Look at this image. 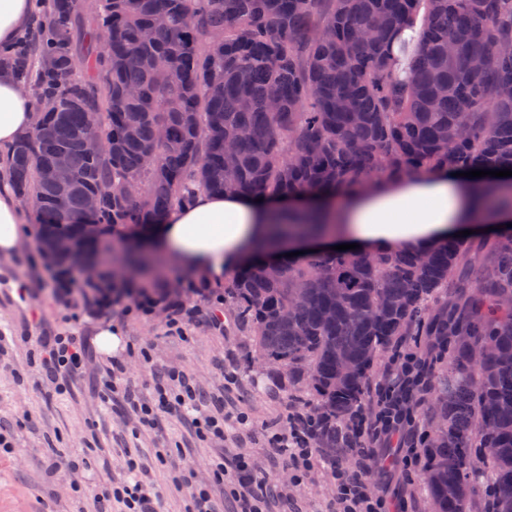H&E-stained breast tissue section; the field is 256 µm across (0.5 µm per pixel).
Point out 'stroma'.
I'll return each instance as SVG.
<instances>
[{
	"mask_svg": "<svg viewBox=\"0 0 512 512\" xmlns=\"http://www.w3.org/2000/svg\"><path fill=\"white\" fill-rule=\"evenodd\" d=\"M40 252L34 246L0 259V426L15 446L12 454H0V512H120L111 486L133 461L147 469L163 512H190V486L177 482L187 471L192 486L209 489L216 512H237L228 484L216 483L211 473V461L219 456L249 459L257 478L278 488L268 512H331L336 489L327 470L318 466L307 478H296L288 459L269 454L265 442L269 427H286L288 413L300 400L313 399V391L255 364L254 342L232 318H225L218 331L200 315L177 331L160 309L127 314L118 305L112 310L113 323L129 330L119 353L129 386L146 390L154 366L189 374L204 393L224 399L220 438L199 440L189 423L174 419L157 430L142 428L133 413L100 399L89 372L63 392L40 379L30 363L38 337L66 328L96 332L89 312L68 310L58 301ZM17 280L25 294L14 292ZM231 359L237 364L234 382L223 371ZM242 415L247 424H239ZM161 447L168 450L162 461L156 456ZM58 453L78 458L79 468L53 469Z\"/></svg>",
	"mask_w": 512,
	"mask_h": 512,
	"instance_id": "1",
	"label": "stroma"
}]
</instances>
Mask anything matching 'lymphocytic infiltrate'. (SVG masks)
<instances>
[{
	"instance_id": "lymphocytic-infiltrate-1",
	"label": "lymphocytic infiltrate",
	"mask_w": 512,
	"mask_h": 512,
	"mask_svg": "<svg viewBox=\"0 0 512 512\" xmlns=\"http://www.w3.org/2000/svg\"><path fill=\"white\" fill-rule=\"evenodd\" d=\"M37 358L42 376L62 386L85 371L93 353L88 337L60 333L41 338ZM417 364V357L409 355L401 368L387 367L388 384L380 392L376 410L359 415L355 428L337 427L336 446L329 454L319 455L311 444L316 427L300 412L291 414V429L269 436V451L288 455L294 470L304 475L314 469L316 460H324L336 486V512H409L407 498L370 493L365 477L373 467L382 482H390L402 476L417 458L418 429L407 394ZM123 375L122 360L110 359L99 367L95 388L103 402L118 403L133 412L143 428L156 429L163 420L178 419L188 421L198 437L223 435V412L198 417L204 396L187 374L156 370L146 393L124 384ZM112 497L122 504L124 512H159L160 498L151 491L135 462L130 463L126 478L113 486Z\"/></svg>"
}]
</instances>
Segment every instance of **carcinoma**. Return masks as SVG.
<instances>
[{
  "mask_svg": "<svg viewBox=\"0 0 512 512\" xmlns=\"http://www.w3.org/2000/svg\"><path fill=\"white\" fill-rule=\"evenodd\" d=\"M81 6L38 0L32 27L0 53L1 73L60 100L13 146L9 176L66 279L76 254L142 275L163 267L102 230L140 232L196 188L284 202L442 168L512 170V0H97L89 18ZM418 17L423 45L401 80L387 45ZM87 130L111 145L87 153ZM59 152L74 180L64 203L47 176ZM473 183L512 211L509 178ZM103 188L112 196L86 213ZM335 228L290 204L273 237ZM274 253L258 249L224 289L257 351L308 382L334 425L364 408L380 348L429 337L426 371L441 363L431 425L445 438L423 437L433 512H471L475 454L492 468L489 512H512V227L420 252ZM438 292L452 301L430 306ZM456 485L460 499L448 497Z\"/></svg>",
  "mask_w": 512,
  "mask_h": 512,
  "instance_id": "carcinoma-1",
  "label": "carcinoma"
}]
</instances>
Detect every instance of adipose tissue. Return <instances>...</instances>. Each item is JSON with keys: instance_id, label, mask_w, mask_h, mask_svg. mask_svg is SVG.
<instances>
[{"instance_id": "adipose-tissue-1", "label": "adipose tissue", "mask_w": 512, "mask_h": 512, "mask_svg": "<svg viewBox=\"0 0 512 512\" xmlns=\"http://www.w3.org/2000/svg\"><path fill=\"white\" fill-rule=\"evenodd\" d=\"M36 119L30 96L13 77L0 73V148L11 146ZM469 180L441 169L380 181L373 190L348 194L336 216L342 244L386 252L422 250L464 230L512 222V215L487 206ZM275 209L239 194L197 190L192 203L172 207L150 229L149 243L219 286L240 269L252 245L263 238ZM27 238L21 207L10 190L0 191V257H11Z\"/></svg>"}]
</instances>
